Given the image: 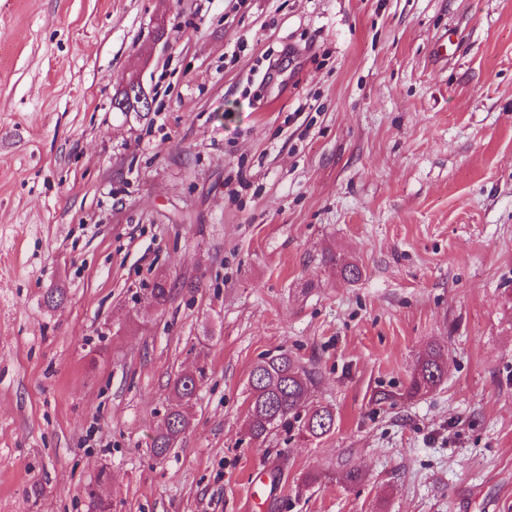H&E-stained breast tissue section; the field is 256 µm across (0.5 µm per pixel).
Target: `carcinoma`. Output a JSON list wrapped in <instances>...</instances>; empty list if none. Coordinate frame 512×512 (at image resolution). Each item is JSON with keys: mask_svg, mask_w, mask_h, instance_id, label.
<instances>
[{"mask_svg": "<svg viewBox=\"0 0 512 512\" xmlns=\"http://www.w3.org/2000/svg\"><path fill=\"white\" fill-rule=\"evenodd\" d=\"M327 261L339 265L341 276L355 283L361 278L359 267L350 262L336 263V254L330 253ZM174 285L160 276L147 296L148 304L160 308L170 302ZM445 361L441 354L431 349L419 358L407 388V395L414 397L438 386L444 375ZM205 377L204 368L198 367L179 374L173 382L177 403L166 414L161 430L152 442L153 453L163 456L175 446L190 425L187 409L191 407ZM310 375L298 361L284 352L257 362L249 373L250 401L248 405V434L258 440L291 417L299 418L301 433L313 439L330 434L336 424L333 410L327 406L308 403Z\"/></svg>", "mask_w": 512, "mask_h": 512, "instance_id": "carcinoma-1", "label": "carcinoma"}]
</instances>
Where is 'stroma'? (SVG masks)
<instances>
[{
  "label": "stroma",
  "mask_w": 512,
  "mask_h": 512,
  "mask_svg": "<svg viewBox=\"0 0 512 512\" xmlns=\"http://www.w3.org/2000/svg\"><path fill=\"white\" fill-rule=\"evenodd\" d=\"M282 352L329 436H248ZM104 468L112 512H512V0H0V512ZM444 367L445 361L441 354L435 349H430L419 358L406 391L407 395L414 397L438 386L443 379ZM204 377V368L198 367L195 370L184 371L175 378L173 391L177 403L168 411L161 430L153 439L152 450L156 456L168 454L190 425L187 409L192 407L197 399Z\"/></svg>",
  "instance_id": "35a3bbf8"
}]
</instances>
